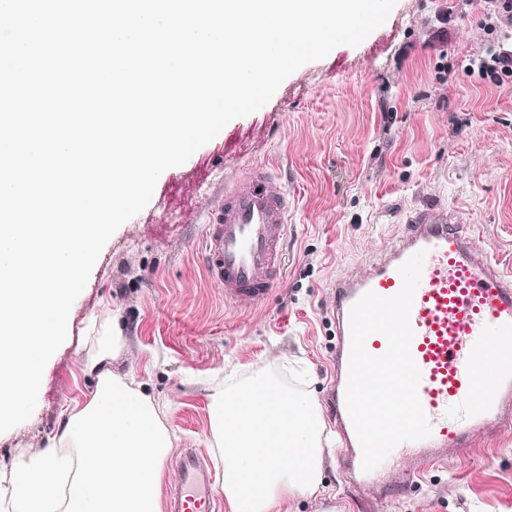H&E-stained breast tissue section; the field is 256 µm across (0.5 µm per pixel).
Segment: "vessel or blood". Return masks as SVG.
Segmentation results:
<instances>
[{"instance_id":"vessel-or-blood-1","label":"vessel or blood","mask_w":512,"mask_h":512,"mask_svg":"<svg viewBox=\"0 0 512 512\" xmlns=\"http://www.w3.org/2000/svg\"><path fill=\"white\" fill-rule=\"evenodd\" d=\"M288 213V196L276 187L269 166H246L225 183L223 195L207 212L202 252L206 272L223 283L226 300L257 304L268 297L283 274ZM407 225L369 274L335 284L333 398L338 435L349 452L347 464L360 469L361 448L345 405L350 309L368 291L396 295L403 285L399 266L425 251L410 311V351L421 371L419 398L431 434L400 443L372 472L385 477L403 463L418 482L441 462L443 448L465 445L474 429L493 432L503 423L512 402V267L490 253H478L465 224L445 208L415 209ZM176 467L179 482L168 495L167 512H220L211 465L186 450Z\"/></svg>"}]
</instances>
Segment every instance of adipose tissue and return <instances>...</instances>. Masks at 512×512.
I'll return each mask as SVG.
<instances>
[{"label":"adipose tissue","instance_id":"adipose-tissue-1","mask_svg":"<svg viewBox=\"0 0 512 512\" xmlns=\"http://www.w3.org/2000/svg\"><path fill=\"white\" fill-rule=\"evenodd\" d=\"M117 312L91 317L85 375L45 451L0 462V512H163L164 463L174 448L166 410L112 363L126 347ZM210 434L224 457L228 512H291L321 485L324 422L313 402L271 384L215 385Z\"/></svg>","mask_w":512,"mask_h":512}]
</instances>
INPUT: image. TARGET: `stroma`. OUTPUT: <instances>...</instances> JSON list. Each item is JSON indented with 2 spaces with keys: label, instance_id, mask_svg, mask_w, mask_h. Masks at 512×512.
<instances>
[{
  "label": "stroma",
  "instance_id": "obj_1",
  "mask_svg": "<svg viewBox=\"0 0 512 512\" xmlns=\"http://www.w3.org/2000/svg\"><path fill=\"white\" fill-rule=\"evenodd\" d=\"M494 48L512 51L499 0H397L360 45L302 66L265 106L165 170L103 247L32 416L0 434V460L43 450L89 395L84 329L108 309L127 338L115 370L166 405L176 448L197 449L216 477L210 387L230 371L307 397L329 418V287L369 271L410 211L460 213L480 249L512 262V76L494 83L478 68ZM262 160L291 201L284 275L263 305L237 306L204 270L205 212L225 176ZM340 455H325L319 493L297 497L295 512H512V432L475 435L467 457L448 449L426 481L386 498L347 492Z\"/></svg>",
  "mask_w": 512,
  "mask_h": 512
}]
</instances>
